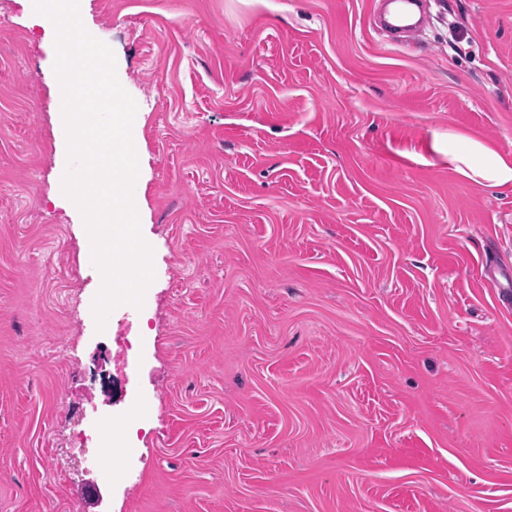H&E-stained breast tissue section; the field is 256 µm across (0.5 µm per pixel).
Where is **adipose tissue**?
<instances>
[{
    "mask_svg": "<svg viewBox=\"0 0 512 512\" xmlns=\"http://www.w3.org/2000/svg\"><path fill=\"white\" fill-rule=\"evenodd\" d=\"M448 164L456 175L476 185L512 186V155L502 154L479 139L449 133Z\"/></svg>",
    "mask_w": 512,
    "mask_h": 512,
    "instance_id": "ef3b65f1",
    "label": "adipose tissue"
}]
</instances>
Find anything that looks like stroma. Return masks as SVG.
<instances>
[{"mask_svg": "<svg viewBox=\"0 0 512 512\" xmlns=\"http://www.w3.org/2000/svg\"><path fill=\"white\" fill-rule=\"evenodd\" d=\"M86 2L136 104L139 369L86 397L123 330L53 41L0 0V512H512V189L446 154L512 155V0H428L410 45L377 0ZM448 165L459 177L482 187L512 186V155L473 137L449 132Z\"/></svg>", "mask_w": 512, "mask_h": 512, "instance_id": "1", "label": "stroma"}]
</instances>
